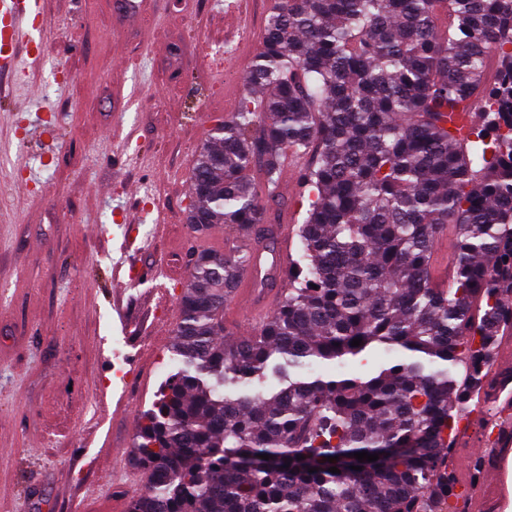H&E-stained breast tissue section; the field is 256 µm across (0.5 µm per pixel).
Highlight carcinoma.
I'll use <instances>...</instances> for the list:
<instances>
[{
	"instance_id": "1",
	"label": "carcinoma",
	"mask_w": 512,
	"mask_h": 512,
	"mask_svg": "<svg viewBox=\"0 0 512 512\" xmlns=\"http://www.w3.org/2000/svg\"><path fill=\"white\" fill-rule=\"evenodd\" d=\"M264 31L249 94L196 156L187 223H264L284 156L310 153L298 256L261 329L228 340L253 254L194 255L127 512H443L458 414L494 394L512 335V0H279ZM375 346L400 356L338 371ZM270 372L284 385L256 388Z\"/></svg>"
}]
</instances>
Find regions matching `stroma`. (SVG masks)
<instances>
[{"label":"stroma","instance_id":"1","mask_svg":"<svg viewBox=\"0 0 512 512\" xmlns=\"http://www.w3.org/2000/svg\"><path fill=\"white\" fill-rule=\"evenodd\" d=\"M45 0L39 56L0 97V512H127L144 489L129 453L140 414L175 370L191 249L256 247L263 230L195 237L191 171L215 118L237 112L274 0ZM296 258L308 203L280 179ZM164 234H157V217ZM132 383L112 373L116 359Z\"/></svg>","mask_w":512,"mask_h":512}]
</instances>
